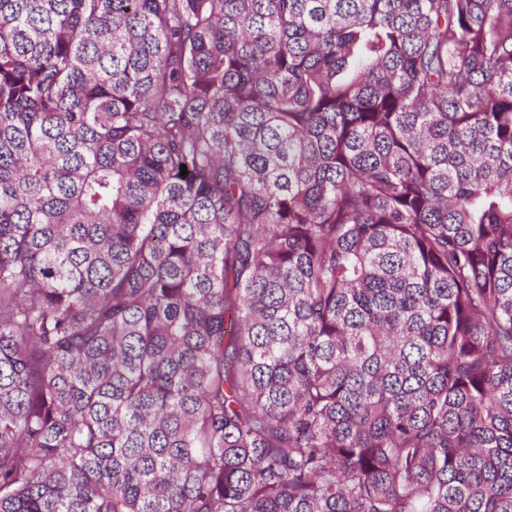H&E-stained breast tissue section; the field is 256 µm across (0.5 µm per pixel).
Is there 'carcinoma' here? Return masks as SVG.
<instances>
[{"instance_id":"carcinoma-1","label":"carcinoma","mask_w":512,"mask_h":512,"mask_svg":"<svg viewBox=\"0 0 512 512\" xmlns=\"http://www.w3.org/2000/svg\"><path fill=\"white\" fill-rule=\"evenodd\" d=\"M0 512H512V0H0Z\"/></svg>"}]
</instances>
